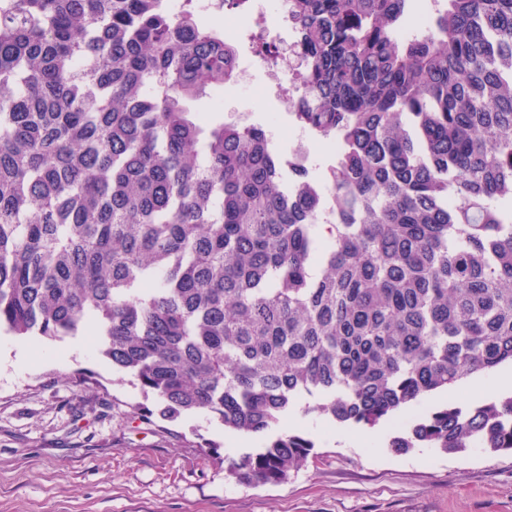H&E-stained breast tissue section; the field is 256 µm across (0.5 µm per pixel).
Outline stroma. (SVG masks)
<instances>
[{
	"instance_id": "stroma-1",
	"label": "stroma",
	"mask_w": 512,
	"mask_h": 512,
	"mask_svg": "<svg viewBox=\"0 0 512 512\" xmlns=\"http://www.w3.org/2000/svg\"><path fill=\"white\" fill-rule=\"evenodd\" d=\"M193 102L213 120L230 115L273 130L291 123L288 105L248 88ZM92 376L79 384V375ZM133 378L116 372L90 335L46 339L0 333V512H512V455L480 448L395 453L384 437L337 440L316 415L295 430L314 440L308 463L278 485L251 487L227 477L205 445L236 457L260 448L237 442L211 414L173 422L145 417L153 407Z\"/></svg>"
}]
</instances>
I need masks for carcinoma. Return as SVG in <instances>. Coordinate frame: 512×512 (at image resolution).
<instances>
[{"instance_id": "obj_1", "label": "carcinoma", "mask_w": 512, "mask_h": 512, "mask_svg": "<svg viewBox=\"0 0 512 512\" xmlns=\"http://www.w3.org/2000/svg\"><path fill=\"white\" fill-rule=\"evenodd\" d=\"M288 0L294 123L336 155L190 102L236 47L168 0H0V331L99 351L165 420L205 410L286 481L293 411L373 428L512 364V0ZM512 452V395L407 420L396 453ZM300 130L296 126H279L277 128L279 138L288 142V147L284 152L286 162L297 161L301 153L306 154L307 157L309 155L308 150L304 147L305 142ZM306 145L312 153L311 161L313 164L324 168L332 162L336 153V147L333 144L319 140H313L311 136L306 133Z\"/></svg>"}]
</instances>
